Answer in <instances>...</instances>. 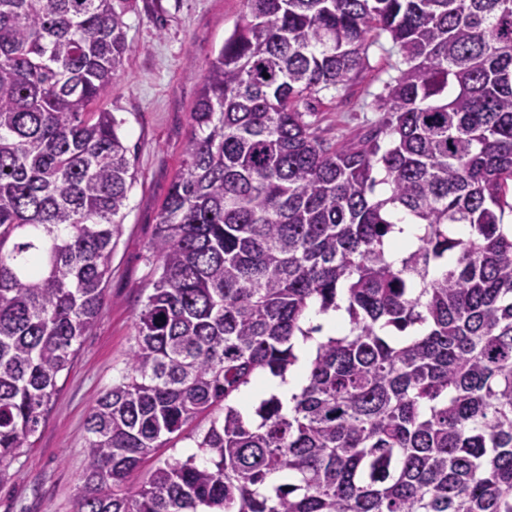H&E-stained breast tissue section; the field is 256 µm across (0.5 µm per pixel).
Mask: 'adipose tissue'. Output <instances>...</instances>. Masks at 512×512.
Here are the masks:
<instances>
[{"instance_id": "1", "label": "adipose tissue", "mask_w": 512, "mask_h": 512, "mask_svg": "<svg viewBox=\"0 0 512 512\" xmlns=\"http://www.w3.org/2000/svg\"><path fill=\"white\" fill-rule=\"evenodd\" d=\"M308 318L313 324L321 325V333L313 335L309 340L299 341L296 348L298 361L285 377H265L255 389L245 395L241 404L243 413H250L251 407L256 401L270 394L277 395L283 404H290L292 396L299 393L305 383L318 344L324 342L327 337L337 335L339 331L346 328L348 323L347 314L342 309L322 314L313 308L310 309Z\"/></svg>"}]
</instances>
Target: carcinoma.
Listing matches in <instances>:
<instances>
[{
  "label": "carcinoma",
  "mask_w": 512,
  "mask_h": 512,
  "mask_svg": "<svg viewBox=\"0 0 512 512\" xmlns=\"http://www.w3.org/2000/svg\"><path fill=\"white\" fill-rule=\"evenodd\" d=\"M149 245L136 345L87 420L77 512H512V0H244ZM126 0H0V481L103 302L133 173L104 106ZM387 36L378 124L311 103ZM386 186L385 196L376 187ZM402 213L420 224L388 258ZM283 410L234 396L297 361ZM198 452L130 486L200 414ZM308 318L309 322L314 325L320 324L322 332L314 334L307 341L300 339L296 348L298 362L288 371L284 380L280 377H264L255 389L245 395L240 407L245 415L249 416L252 405L269 394L277 395L283 402L285 409H288L292 405V396L299 393L305 384L306 375L318 344L324 342L329 336L337 335L339 331L346 328L348 323V317L343 306L339 310H331L326 314L319 313L318 306H314L310 309Z\"/></svg>",
  "instance_id": "carcinoma-1"
}]
</instances>
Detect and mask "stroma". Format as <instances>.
<instances>
[{
    "label": "stroma",
    "instance_id": "stroma-1",
    "mask_svg": "<svg viewBox=\"0 0 512 512\" xmlns=\"http://www.w3.org/2000/svg\"><path fill=\"white\" fill-rule=\"evenodd\" d=\"M244 12L243 0H131L125 16L130 51L105 106L122 122L135 180L104 302L81 337L71 367L59 378L31 447L0 481V512L77 510L90 409L118 380L135 345L138 315L152 292L149 245L163 202L183 167L190 114L206 69ZM390 46L387 40L372 46L368 67L345 90L316 101L325 139L356 137L380 120V113L367 110L365 103L394 74ZM189 56L194 65H186ZM207 425L206 417H197L184 438L142 463L132 485H139L165 459L190 454L194 435Z\"/></svg>",
    "mask_w": 512,
    "mask_h": 512
}]
</instances>
